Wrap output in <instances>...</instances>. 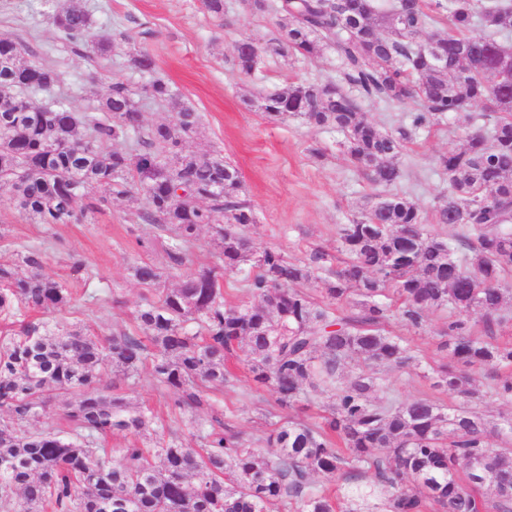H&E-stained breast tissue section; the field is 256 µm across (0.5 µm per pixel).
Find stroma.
<instances>
[{"mask_svg": "<svg viewBox=\"0 0 512 512\" xmlns=\"http://www.w3.org/2000/svg\"><path fill=\"white\" fill-rule=\"evenodd\" d=\"M65 2L0 0V34L17 38L38 60L62 73L54 92L35 93V103L54 96L71 109L88 110L94 99L108 93L112 82L141 84L142 76L128 68L126 59L132 49L148 50L157 61V77L167 81L201 118L188 150L220 153L238 169L244 196L256 214L248 230L253 245L279 249L295 262L319 251L326 255L328 268L341 264L339 229L366 210L377 187L349 161L342 133L298 118L273 122L244 103L246 97L256 98L292 82L335 79L339 62L333 49L311 60L266 58L245 76L234 66V46L242 39L263 43L273 37L280 20L276 13L253 15L242 0H224L225 16L219 22L204 12L201 0H87L95 34L111 38L113 47L105 57L76 53L53 23L55 11ZM469 128L465 116H456L419 133L401 157L399 191L420 207L428 230L444 237L453 229L434 219V206L447 188L436 161L459 146ZM89 203L86 197L78 200L81 218L76 223L50 226L26 220L8 195L0 194V263L16 262L25 245L45 244L47 272L70 288L75 298L74 307L63 310L61 319L102 336L130 332L144 293L133 276L140 258L135 240H150L149 256L160 264L167 235L154 225L133 223L137 207L133 199H112L92 214L87 211ZM77 260L84 264L78 274L72 271ZM448 316L445 309L428 312L425 329L417 332L391 322V330L406 335L418 351L414 364L378 370L397 401L430 398L449 404V396L432 389L429 381L433 369L449 362L438 347ZM103 380L116 382L131 404L152 408L185 444L194 445L191 415L174 411L173 392L159 388L148 369H141L132 382L114 381L109 372ZM218 398L225 417L257 447L264 446L271 431L268 413L280 419L290 414L276 408L272 392L251 388L243 379L226 384Z\"/></svg>", "mask_w": 512, "mask_h": 512, "instance_id": "obj_1", "label": "stroma"}]
</instances>
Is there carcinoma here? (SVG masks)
<instances>
[{"mask_svg": "<svg viewBox=\"0 0 512 512\" xmlns=\"http://www.w3.org/2000/svg\"><path fill=\"white\" fill-rule=\"evenodd\" d=\"M252 12L281 15L262 45L242 40L234 65L244 75L262 56L314 58L336 47L341 78L291 83L258 101L274 121L296 116L344 135L355 168L383 193L361 217L340 227L343 266L323 278L324 255L305 264L275 248L252 250L256 221L242 196L238 170L220 155L186 149L200 116L163 79L145 49L128 67L150 79L112 83L108 94L78 112L49 114L30 98L60 81L51 65L0 35V191L36 224H71L83 193L98 194L94 213L114 195L143 196L138 224L169 233L166 269L142 259L134 277L150 296L134 313L135 332L100 337L89 328L21 324L0 336V509L3 512H512V414L489 420L472 405L470 371L512 364V345L482 340L456 318L441 332L452 365L435 371L433 387L458 397L399 403L365 368L417 360L409 340L388 330L393 316L409 330L426 313L452 306L474 313L487 329L512 321V0H248ZM53 21L65 39L100 56L108 38L93 40L92 14L66 4ZM422 48L420 36L436 24ZM477 27L485 34L476 35ZM173 111L167 123L145 126L139 103ZM410 109L409 123L381 131L362 101ZM466 113L475 129L438 157L448 192L435 219L457 233H431L415 202L394 191L400 156L421 130ZM130 141L128 151L103 150ZM203 226L215 231L216 261L190 268ZM244 273L246 298L228 303L224 275ZM179 279L175 288L164 276ZM72 293L46 272V249L25 246L18 263H0V317L24 318L72 305ZM340 301L351 311L335 314ZM363 367L342 380L352 360ZM243 364L275 404L294 407L310 393L328 394L319 420L277 421L272 451L252 447L221 419L216 392ZM143 367L176 395L174 407L196 419L201 448L175 433L156 432L148 408L134 407L102 383V371L130 380ZM57 400L70 431L27 430ZM108 434L132 446L107 450ZM502 446H489V436ZM316 476L344 480L332 496ZM492 490V497L484 489Z\"/></svg>", "mask_w": 512, "mask_h": 512, "instance_id": "carcinoma-1", "label": "carcinoma"}]
</instances>
